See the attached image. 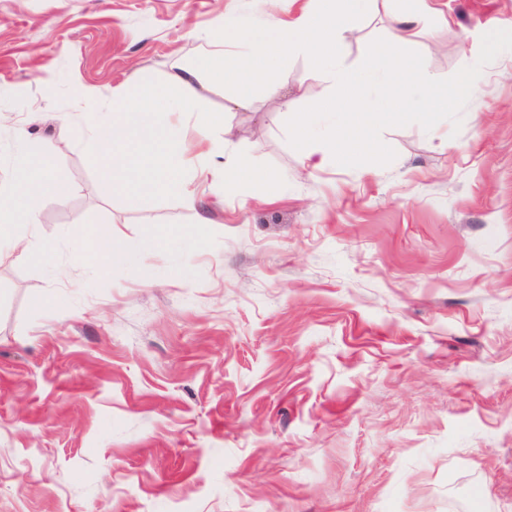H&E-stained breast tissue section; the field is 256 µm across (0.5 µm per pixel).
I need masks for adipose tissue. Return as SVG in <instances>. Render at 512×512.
I'll use <instances>...</instances> for the list:
<instances>
[{"instance_id": "adipose-tissue-1", "label": "adipose tissue", "mask_w": 512, "mask_h": 512, "mask_svg": "<svg viewBox=\"0 0 512 512\" xmlns=\"http://www.w3.org/2000/svg\"><path fill=\"white\" fill-rule=\"evenodd\" d=\"M374 0H314L294 26L255 28L244 17L225 18L212 27L208 41L211 51L194 64L176 66L163 83L145 89L136 78L124 87V101L115 102L106 120L90 123L80 131L95 151L101 168L105 193H139L172 197L187 210L197 207L195 180L214 175L216 188L238 184L279 191L281 184L272 175L257 173L245 158L230 167L220 166L225 138L231 128L224 117L213 114L202 129L207 148L196 158H188L184 140L172 116L187 111L197 99L196 78L207 72L233 88L231 107L246 105L258 88L278 92L283 79L277 78L280 62L291 54L306 56L314 72L325 84L320 112L329 114L333 130L319 156L305 154L311 168L339 157L359 159L374 154L371 132L399 118L407 95L418 96L427 112L448 111L462 96L472 92L467 81L441 88L430 70L426 56L409 55L405 46L432 8L428 0H414L413 6L392 13L393 30L370 51L363 68L350 71L343 64L345 34L351 22L367 14ZM238 46L235 54L223 52V45ZM224 136L212 138L211 128ZM53 151L46 148L34 157H23L17 178L21 197L0 203V239L13 234L15 248H24L17 228L35 235L38 202L46 197H63L65 187L51 175Z\"/></svg>"}]
</instances>
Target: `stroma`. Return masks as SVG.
Listing matches in <instances>:
<instances>
[{"label": "stroma", "mask_w": 512, "mask_h": 512, "mask_svg": "<svg viewBox=\"0 0 512 512\" xmlns=\"http://www.w3.org/2000/svg\"><path fill=\"white\" fill-rule=\"evenodd\" d=\"M309 0H0V191L53 145L28 255L0 247V512H512V0H432L407 46L474 91L375 129L371 167L309 169L286 85L226 110L228 156L271 196L197 187V208L102 195L78 130L131 74L162 82L223 15L295 22ZM348 34L359 67L390 26ZM28 136L17 142L14 129ZM108 227L107 264L73 257Z\"/></svg>", "instance_id": "1"}]
</instances>
